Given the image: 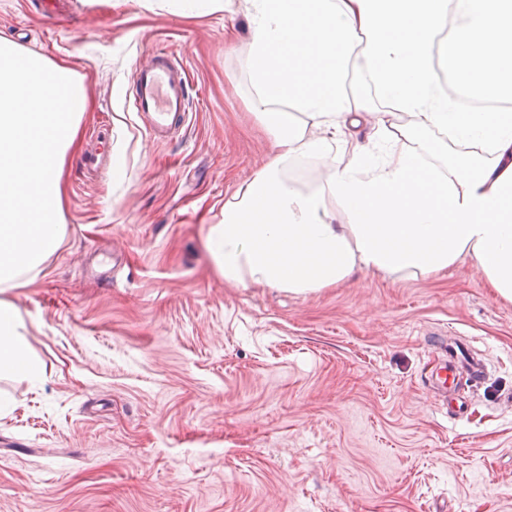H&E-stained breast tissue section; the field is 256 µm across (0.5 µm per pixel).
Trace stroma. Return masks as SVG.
I'll return each instance as SVG.
<instances>
[{
    "mask_svg": "<svg viewBox=\"0 0 512 512\" xmlns=\"http://www.w3.org/2000/svg\"><path fill=\"white\" fill-rule=\"evenodd\" d=\"M0 0V36L67 66L88 109L64 236L8 292L37 378L0 379V512H512V302L464 263L295 296L225 283L206 225L272 154L246 18L202 0ZM193 110L158 142L125 103L152 48ZM487 365L448 413V337Z\"/></svg>",
    "mask_w": 512,
    "mask_h": 512,
    "instance_id": "1",
    "label": "stroma"
}]
</instances>
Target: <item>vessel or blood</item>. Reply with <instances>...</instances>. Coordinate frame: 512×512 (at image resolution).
Returning <instances> with one entry per match:
<instances>
[{
	"instance_id": "1",
	"label": "vessel or blood",
	"mask_w": 512,
	"mask_h": 512,
	"mask_svg": "<svg viewBox=\"0 0 512 512\" xmlns=\"http://www.w3.org/2000/svg\"><path fill=\"white\" fill-rule=\"evenodd\" d=\"M125 100L131 111L142 116L147 130L156 139H165L183 127L192 110L189 69L184 58L161 50L151 52L148 60L137 67ZM483 377V363L467 359L454 347L448 350L447 362L432 372L434 385L443 391L460 379L477 384Z\"/></svg>"
}]
</instances>
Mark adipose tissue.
<instances>
[{"label": "adipose tissue", "mask_w": 512, "mask_h": 512, "mask_svg": "<svg viewBox=\"0 0 512 512\" xmlns=\"http://www.w3.org/2000/svg\"><path fill=\"white\" fill-rule=\"evenodd\" d=\"M207 2L248 21L249 110L274 148L204 237L226 283L309 295L358 272L436 276L468 262L512 300V112L459 106L440 84L446 73L481 100L512 101V0ZM362 64L388 110L353 88ZM435 134L468 149L434 168L418 147ZM307 154L327 173L304 191L287 168ZM27 334L0 298V376L41 375Z\"/></svg>", "instance_id": "obj_1"}]
</instances>
